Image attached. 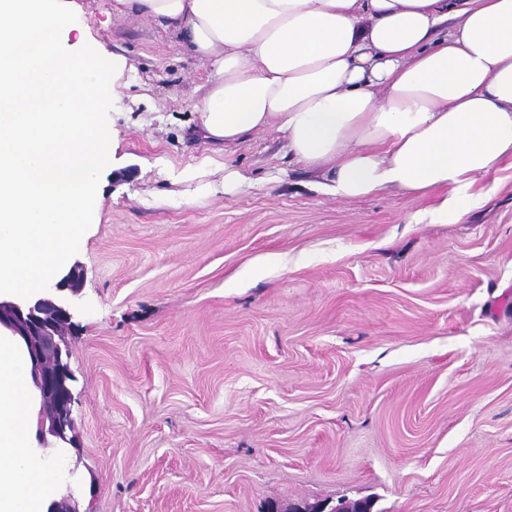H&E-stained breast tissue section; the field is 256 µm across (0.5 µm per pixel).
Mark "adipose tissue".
I'll list each match as a JSON object with an SVG mask.
<instances>
[{"instance_id": "adipose-tissue-1", "label": "adipose tissue", "mask_w": 512, "mask_h": 512, "mask_svg": "<svg viewBox=\"0 0 512 512\" xmlns=\"http://www.w3.org/2000/svg\"><path fill=\"white\" fill-rule=\"evenodd\" d=\"M207 67L199 129L280 134L289 162L350 201L436 195L414 224L462 220L512 157V0H114ZM25 349L0 335V512H45L60 466L32 445Z\"/></svg>"}]
</instances>
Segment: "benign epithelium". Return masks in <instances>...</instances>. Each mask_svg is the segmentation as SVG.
<instances>
[{
  "label": "benign epithelium",
  "mask_w": 512,
  "mask_h": 512,
  "mask_svg": "<svg viewBox=\"0 0 512 512\" xmlns=\"http://www.w3.org/2000/svg\"><path fill=\"white\" fill-rule=\"evenodd\" d=\"M81 292L77 268L55 284L54 292L34 300L0 298V328L24 341L40 392V437L50 435L65 444L73 443L77 427L72 417V375L67 363L69 346L62 327L72 325Z\"/></svg>",
  "instance_id": "obj_1"
}]
</instances>
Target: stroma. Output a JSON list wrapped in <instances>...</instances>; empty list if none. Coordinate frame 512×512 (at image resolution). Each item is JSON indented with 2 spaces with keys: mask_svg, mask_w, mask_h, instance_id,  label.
<instances>
[{
  "mask_svg": "<svg viewBox=\"0 0 512 512\" xmlns=\"http://www.w3.org/2000/svg\"><path fill=\"white\" fill-rule=\"evenodd\" d=\"M63 31L128 59L118 146L73 263L76 512H512V159L457 223L398 190L342 201L279 134L217 153L205 68L113 0ZM231 159L227 191L204 160ZM287 255V267L273 264Z\"/></svg>",
  "mask_w": 512,
  "mask_h": 512,
  "instance_id": "stroma-1",
  "label": "stroma"
}]
</instances>
